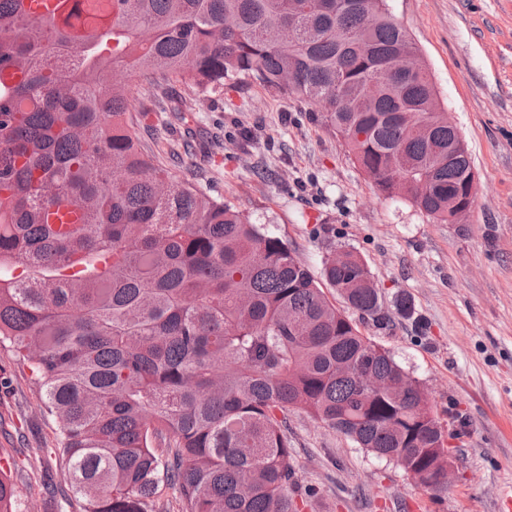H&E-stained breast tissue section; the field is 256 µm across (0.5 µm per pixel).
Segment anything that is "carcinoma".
<instances>
[{
	"label": "carcinoma",
	"mask_w": 512,
	"mask_h": 512,
	"mask_svg": "<svg viewBox=\"0 0 512 512\" xmlns=\"http://www.w3.org/2000/svg\"><path fill=\"white\" fill-rule=\"evenodd\" d=\"M415 51L386 0H0V343L59 420L82 512H155L162 483L182 512H298L292 408L443 491L448 449L406 369L281 238L146 157L127 120L134 74L160 105L242 74L314 107L379 192L446 224L476 200L474 169L426 70L384 80ZM321 276L391 327L358 254L326 255Z\"/></svg>",
	"instance_id": "cac0c4a2"
}]
</instances>
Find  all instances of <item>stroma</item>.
<instances>
[{
    "instance_id": "1",
    "label": "stroma",
    "mask_w": 512,
    "mask_h": 512,
    "mask_svg": "<svg viewBox=\"0 0 512 512\" xmlns=\"http://www.w3.org/2000/svg\"><path fill=\"white\" fill-rule=\"evenodd\" d=\"M423 55L471 155L469 223L438 224L380 195L339 135L296 97L244 75L157 112L131 79L135 131L170 176L267 225L312 274L334 246L357 251L394 314L360 331L423 382L459 477L433 494L394 463L288 413L299 512H512V0H388ZM410 315L394 313L399 298ZM58 423L28 367L0 346V457L13 512H82L57 452Z\"/></svg>"
}]
</instances>
